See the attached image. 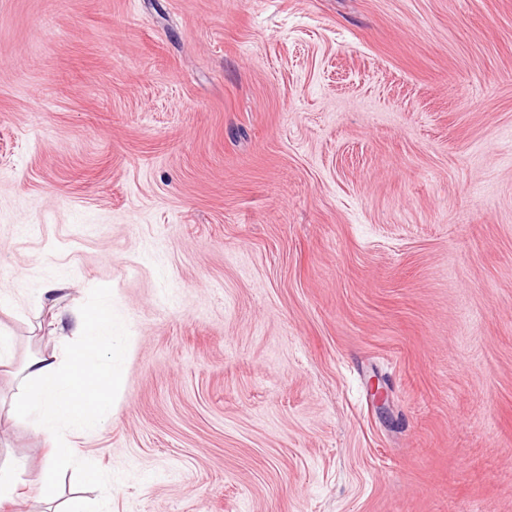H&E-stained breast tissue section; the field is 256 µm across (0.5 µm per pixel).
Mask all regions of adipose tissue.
Instances as JSON below:
<instances>
[{"mask_svg": "<svg viewBox=\"0 0 512 512\" xmlns=\"http://www.w3.org/2000/svg\"><path fill=\"white\" fill-rule=\"evenodd\" d=\"M68 288L66 280L53 281L33 300L35 308L50 311L59 335L71 338L64 351L36 354L22 367H15L10 336L0 328V372L15 369L20 373L10 411L31 420L47 445L46 461L32 481L42 491L53 486L58 468L75 456L73 436L111 418L109 390L122 383L129 341L112 315L109 289H102L99 308L88 312L60 306L59 297Z\"/></svg>", "mask_w": 512, "mask_h": 512, "instance_id": "1", "label": "adipose tissue"}]
</instances>
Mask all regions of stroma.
Returning a JSON list of instances; mask_svg holds the SVG:
<instances>
[{
	"mask_svg": "<svg viewBox=\"0 0 512 512\" xmlns=\"http://www.w3.org/2000/svg\"><path fill=\"white\" fill-rule=\"evenodd\" d=\"M58 279L132 346L13 512H512V0H0L15 363Z\"/></svg>",
	"mask_w": 512,
	"mask_h": 512,
	"instance_id": "1",
	"label": "stroma"
}]
</instances>
